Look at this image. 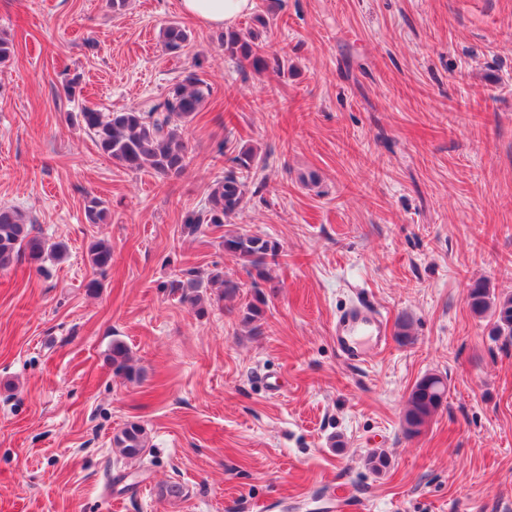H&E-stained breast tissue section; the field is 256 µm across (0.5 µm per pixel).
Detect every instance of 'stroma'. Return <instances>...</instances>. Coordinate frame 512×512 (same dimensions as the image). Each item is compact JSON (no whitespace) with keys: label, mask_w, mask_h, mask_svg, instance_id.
<instances>
[{"label":"stroma","mask_w":512,"mask_h":512,"mask_svg":"<svg viewBox=\"0 0 512 512\" xmlns=\"http://www.w3.org/2000/svg\"><path fill=\"white\" fill-rule=\"evenodd\" d=\"M173 21L191 32L177 54ZM1 30L15 53L0 65V206L68 253L0 270V512H512V341L465 300L478 279L512 291V0H278L262 40L284 74L225 58L179 0L120 14L0 0ZM192 70L211 95L178 178L126 170L75 119L144 107ZM223 144L264 158L246 208L186 234ZM90 195L106 223L86 222ZM229 228L280 246L256 335L250 279L201 314L167 288L189 270L240 275ZM100 238L103 273L86 255ZM358 295L391 335L364 363L332 339ZM116 340L140 381L113 373ZM428 373L447 398L410 437ZM129 422L148 434L140 462L112 443ZM374 451L390 460L379 474ZM87 257L90 265L103 273L112 265V245L106 240H95L87 248ZM447 392L444 378L430 373L421 377L412 387L403 414L405 433L415 436L432 420Z\"/></svg>","instance_id":"stroma-1"}]
</instances>
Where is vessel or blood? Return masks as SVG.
I'll return each instance as SVG.
<instances>
[{"mask_svg": "<svg viewBox=\"0 0 512 512\" xmlns=\"http://www.w3.org/2000/svg\"><path fill=\"white\" fill-rule=\"evenodd\" d=\"M332 334L340 355L351 361L372 359L388 346L381 309L360 297L340 312Z\"/></svg>", "mask_w": 512, "mask_h": 512, "instance_id": "obj_1", "label": "vessel or blood"}]
</instances>
